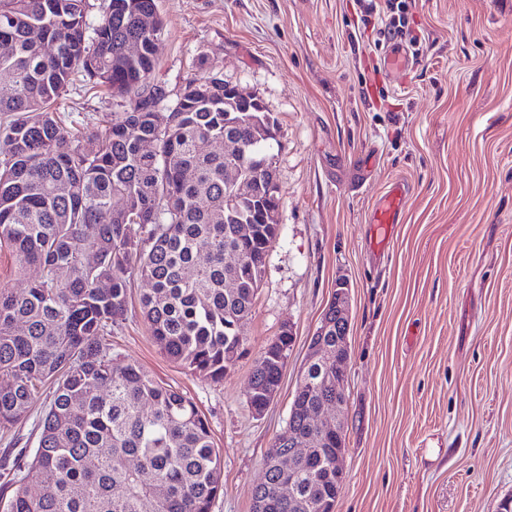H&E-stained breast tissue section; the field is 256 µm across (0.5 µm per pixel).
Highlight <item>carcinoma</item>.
Wrapping results in <instances>:
<instances>
[{
  "label": "carcinoma",
  "instance_id": "1",
  "mask_svg": "<svg viewBox=\"0 0 512 512\" xmlns=\"http://www.w3.org/2000/svg\"><path fill=\"white\" fill-rule=\"evenodd\" d=\"M87 10V0H0V42L13 43L0 56V70L13 74L0 82V251L21 271H41L20 291L0 284V429L24 420L46 383L54 387L38 447L14 464L5 512H211L223 457L206 420L188 396L115 362L108 336L138 276L150 284L141 297L150 333L171 361L221 381L244 355L239 324L252 314L279 225L262 223L261 209L224 179L225 121L248 145L233 163L249 186L263 180L275 121L264 108L236 110L216 79L187 83L173 108L162 107L155 0H110L91 37ZM144 14L153 16L148 34ZM131 38L142 43L135 56L123 50ZM77 69L126 103L90 131L92 154L54 112ZM147 138L156 153L140 151ZM227 250L241 254L239 266L224 267ZM291 346L286 330L265 346L269 365L249 379L255 412L280 386ZM281 448L277 439L267 451L252 510L336 506L344 481L318 460L307 463L318 497L282 493Z\"/></svg>",
  "mask_w": 512,
  "mask_h": 512
}]
</instances>
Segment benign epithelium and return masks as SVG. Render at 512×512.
<instances>
[{
	"label": "benign epithelium",
	"instance_id": "obj_1",
	"mask_svg": "<svg viewBox=\"0 0 512 512\" xmlns=\"http://www.w3.org/2000/svg\"><path fill=\"white\" fill-rule=\"evenodd\" d=\"M336 327V342L327 346L318 341L309 349L303 368L314 364L323 367L315 386L322 384L333 388L332 393L321 405H311L306 401H297L290 406V414H302L303 429L290 428L285 433L287 448L279 452L280 468L288 472V485L298 482L301 468L297 464L299 457L315 451V446L324 441L333 432L341 433L342 420L339 414H326L332 408H339L344 403V391L348 381L347 368L352 350L349 342V284L345 281L336 283L335 296L330 301L317 334H325L330 327Z\"/></svg>",
	"mask_w": 512,
	"mask_h": 512
}]
</instances>
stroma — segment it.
<instances>
[{"mask_svg": "<svg viewBox=\"0 0 512 512\" xmlns=\"http://www.w3.org/2000/svg\"><path fill=\"white\" fill-rule=\"evenodd\" d=\"M164 107L191 80L256 95L276 123L280 231L248 352L215 382L169 360L133 278L112 354L188 397L224 458L212 512H251L268 448L288 421L307 346L336 283L350 285L343 405L346 482L337 512H497L512 497V0H415L425 42L394 79L352 0H156ZM118 100L83 76L56 107L102 125ZM409 193L384 258L370 210L392 180ZM293 343L263 414L249 374L283 329ZM49 389L0 432V486L38 445Z\"/></svg>", "mask_w": 512, "mask_h": 512, "instance_id": "obj_1", "label": "stroma"}]
</instances>
